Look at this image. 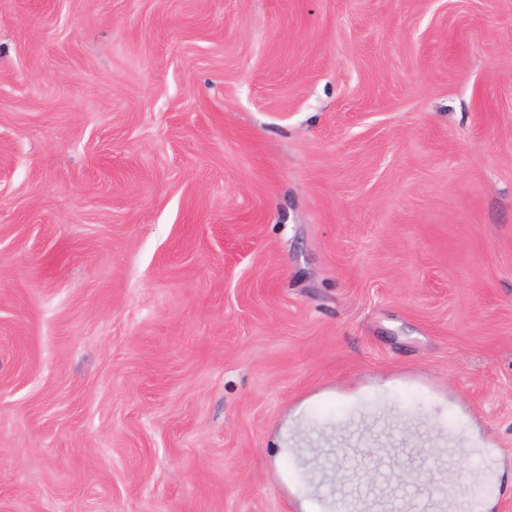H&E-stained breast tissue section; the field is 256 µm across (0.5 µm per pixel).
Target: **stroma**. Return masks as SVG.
Masks as SVG:
<instances>
[{
    "mask_svg": "<svg viewBox=\"0 0 512 512\" xmlns=\"http://www.w3.org/2000/svg\"><path fill=\"white\" fill-rule=\"evenodd\" d=\"M385 448L512 512V0H0V512Z\"/></svg>",
    "mask_w": 512,
    "mask_h": 512,
    "instance_id": "35a3bbf8",
    "label": "stroma"
}]
</instances>
